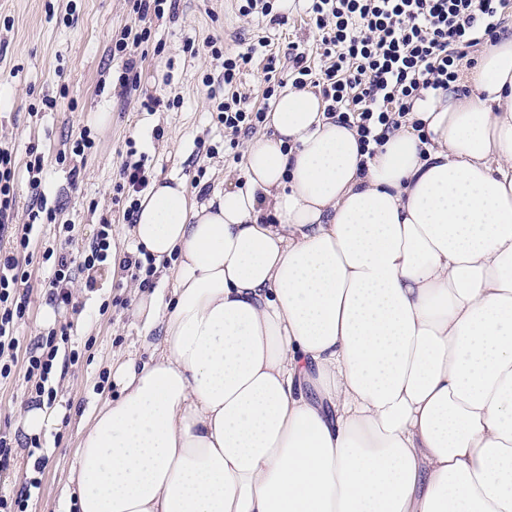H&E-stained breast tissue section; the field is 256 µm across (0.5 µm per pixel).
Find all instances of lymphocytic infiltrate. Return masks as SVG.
I'll use <instances>...</instances> for the list:
<instances>
[{
    "label": "lymphocytic infiltrate",
    "mask_w": 512,
    "mask_h": 512,
    "mask_svg": "<svg viewBox=\"0 0 512 512\" xmlns=\"http://www.w3.org/2000/svg\"><path fill=\"white\" fill-rule=\"evenodd\" d=\"M305 14L318 36L324 60L313 69L306 51L291 56L287 80L270 81L264 104L255 108L237 91L243 66L266 50L258 39L247 51L224 58V93L213 109L232 136L249 134L266 120L278 89L317 88L328 115L356 128L364 152L382 145L408 120L413 101L423 90L457 83L462 60L472 48L495 43L512 28V0H306ZM15 162L9 149L0 148V239H10L0 249V379L9 378L17 363L19 338L16 325L28 305V274L18 256L28 249L33 223L53 222L52 211L36 202L29 222L15 224ZM115 243L111 223L101 224L80 262L45 250L53 259L48 300L59 307L72 302L76 275H84L94 289L98 269L107 264ZM59 345L48 337L27 353L26 379L33 403L52 396Z\"/></svg>",
    "instance_id": "f902f5d3"
}]
</instances>
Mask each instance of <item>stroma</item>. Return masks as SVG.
Segmentation results:
<instances>
[{
    "instance_id": "obj_1",
    "label": "stroma",
    "mask_w": 512,
    "mask_h": 512,
    "mask_svg": "<svg viewBox=\"0 0 512 512\" xmlns=\"http://www.w3.org/2000/svg\"><path fill=\"white\" fill-rule=\"evenodd\" d=\"M304 8L303 0H294L287 23L278 26L242 16L237 0H178L176 12L151 18V36L136 51L138 86L126 93L119 86L122 61L112 56V40L134 23L129 0H0V145L11 148L15 157L17 221L27 222L38 194L57 212L55 223L39 226L29 253L21 258L32 289L18 324L20 348L29 350L49 331L66 325L68 347L79 354L78 360L57 363L55 402L64 418L40 434L44 468L27 512H65L62 490L78 445L77 413L117 395V388L101 383L112 358L135 353L145 361L150 356L143 326L133 315L137 283L119 265L101 270L91 291L76 279L73 306L56 309L54 322H46L49 302L43 283L51 265L43 258L44 244L58 240L60 225H73L63 250L80 257L106 219L119 251H133L123 217L128 201L115 190L132 146L147 156L154 179H179L190 197H197L200 182L214 193L236 185L248 139L230 142L212 110L209 86L223 83L224 61L212 57L207 44L214 40L225 51L239 52L256 37L269 38L275 72H268L266 58L258 57L237 79L251 103L261 104L267 76H287L292 45L313 51L315 33ZM147 94L162 99L156 111L142 107ZM85 133L93 147L60 162V155ZM32 152L44 159L36 190L25 170ZM28 399L20 364L10 380L0 382V433L12 439L10 467L0 473L5 492L33 470L35 458L16 414Z\"/></svg>"
}]
</instances>
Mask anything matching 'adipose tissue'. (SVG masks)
<instances>
[{"mask_svg": "<svg viewBox=\"0 0 512 512\" xmlns=\"http://www.w3.org/2000/svg\"><path fill=\"white\" fill-rule=\"evenodd\" d=\"M362 153L282 93L240 186L154 184L150 362L83 417L75 512H512V34Z\"/></svg>", "mask_w": 512, "mask_h": 512, "instance_id": "adipose-tissue-1", "label": "adipose tissue"}]
</instances>
